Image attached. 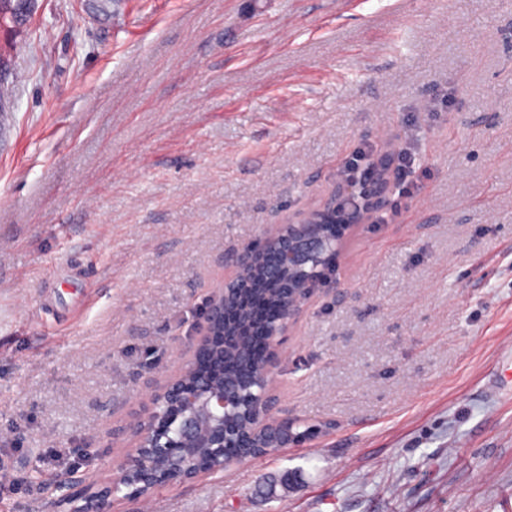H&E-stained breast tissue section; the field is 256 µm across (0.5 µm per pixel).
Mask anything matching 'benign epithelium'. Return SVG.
Returning <instances> with one entry per match:
<instances>
[{"label":"benign epithelium","mask_w":512,"mask_h":512,"mask_svg":"<svg viewBox=\"0 0 512 512\" xmlns=\"http://www.w3.org/2000/svg\"><path fill=\"white\" fill-rule=\"evenodd\" d=\"M388 185V171L379 166L363 192V203L353 202L354 189L348 184L320 208L306 213L298 221L279 224L274 230L263 232L259 239L238 255L237 266L242 271L239 279L224 281V285L214 291L208 302L202 339L193 346L195 355L224 334V308L233 300L236 289L248 287L253 271H259L265 280L273 284H285L286 307L283 314L263 333V340L272 353L271 359L250 379L251 430L271 439L279 448L296 443V439L293 425L282 421L270 422L266 416L270 403L268 392L272 382L271 369L277 359L278 337L288 330L302 304L316 287L336 285L323 269L308 278L295 275V271L301 267L320 266L335 251L327 233L328 224H334L335 242L338 243L354 225L372 221L374 214L384 209L389 201ZM186 371L187 368H182L181 373L167 380L152 394L131 424L136 433L138 448L121 469L118 481L125 482L126 477L133 473L144 476L138 488L140 495H146L158 486L198 477L200 471L188 465L192 454L199 448L224 447V412L238 407L239 391L233 387L215 389L204 385L189 386L183 381ZM173 407L182 410L179 451L166 453L167 468L165 474L160 476L156 474L153 454L147 452V447H172L157 433L156 424L164 420ZM111 495L110 481L98 491L78 485L59 500L57 508L63 512H108L106 502Z\"/></svg>","instance_id":"obj_1"}]
</instances>
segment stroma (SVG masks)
I'll list each match as a JSON object with an SVG mask.
<instances>
[{
	"label": "stroma",
	"mask_w": 512,
	"mask_h": 512,
	"mask_svg": "<svg viewBox=\"0 0 512 512\" xmlns=\"http://www.w3.org/2000/svg\"><path fill=\"white\" fill-rule=\"evenodd\" d=\"M0 55V512L117 474L237 253L363 146L415 188L280 341L319 436L111 512H512V0H38Z\"/></svg>",
	"instance_id": "35a3bbf8"
}]
</instances>
